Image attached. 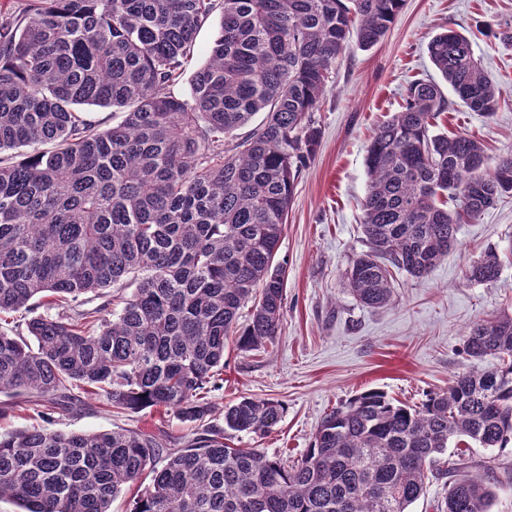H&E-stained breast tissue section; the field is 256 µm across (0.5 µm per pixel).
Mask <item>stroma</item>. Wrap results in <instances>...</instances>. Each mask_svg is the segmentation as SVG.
Instances as JSON below:
<instances>
[{
  "instance_id": "obj_1",
  "label": "stroma",
  "mask_w": 512,
  "mask_h": 512,
  "mask_svg": "<svg viewBox=\"0 0 512 512\" xmlns=\"http://www.w3.org/2000/svg\"><path fill=\"white\" fill-rule=\"evenodd\" d=\"M512 25V0H405L385 39L363 50L350 46L338 59L315 113L321 140L295 190L278 260L286 268L281 330L267 347L224 350V388L216 401L242 397L281 403L283 414L261 438L241 435L237 448H259L296 459L323 417L370 389L406 404L446 389L459 374L493 359L462 352L466 330L501 309L512 310V197L503 198L476 223L462 225L447 257L426 277L401 272L392 304L361 305L344 288V273L365 248L360 227L367 191L366 150L378 127L403 101L417 79L440 82L426 46L443 28L472 41L475 57L497 86L493 117L452 102L437 130L465 134L485 146L487 167L512 153V47L500 34ZM496 249L506 258L498 278L469 281L468 268ZM53 429L93 433L125 428L159 437H180L187 425L150 411L118 414L91 401L79 414L56 415ZM474 459L495 458L499 486L490 512H512V448L473 449Z\"/></svg>"
}]
</instances>
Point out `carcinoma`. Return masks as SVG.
I'll return each instance as SVG.
<instances>
[{"label":"carcinoma","instance_id":"cac0c4a2","mask_svg":"<svg viewBox=\"0 0 512 512\" xmlns=\"http://www.w3.org/2000/svg\"><path fill=\"white\" fill-rule=\"evenodd\" d=\"M405 0H24L0 8V415L33 399L44 424L0 433V501L21 512H111L148 475L130 512H410L431 477L440 512H490L493 468L459 478L470 446L512 447V313L479 320L466 353L491 357L414 407L381 390L322 419L297 460L234 448L282 407L224 406V349L277 335L286 269L277 261L294 190L315 156L314 118L332 66L385 36ZM219 33L190 95L174 88L216 7ZM430 61L471 111L499 92L469 38L450 27ZM112 109L103 129L86 111ZM448 109L415 81L367 148L366 250L345 274L359 303L388 306L394 275L427 276L497 198L512 194V154L485 167L482 144L433 128ZM245 137L237 131L257 113ZM490 250L468 269L498 278ZM92 295L99 303L83 307ZM252 304L248 323L239 312ZM56 316L36 313L42 306ZM94 396L119 411L155 409L189 425L173 441L120 429L64 433L46 423ZM456 452L448 453V448Z\"/></svg>","mask_w":512,"mask_h":512}]
</instances>
